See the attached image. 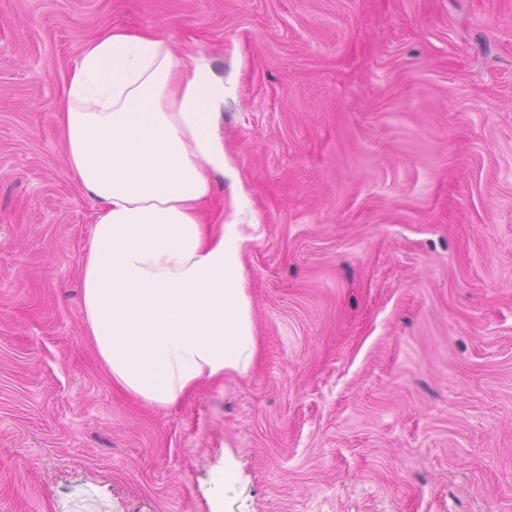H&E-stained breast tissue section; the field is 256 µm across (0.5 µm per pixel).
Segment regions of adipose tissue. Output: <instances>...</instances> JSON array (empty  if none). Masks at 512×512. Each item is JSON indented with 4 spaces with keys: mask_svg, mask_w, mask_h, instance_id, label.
<instances>
[{
    "mask_svg": "<svg viewBox=\"0 0 512 512\" xmlns=\"http://www.w3.org/2000/svg\"><path fill=\"white\" fill-rule=\"evenodd\" d=\"M224 81L153 31L89 40L57 118L75 182L97 205L81 274L84 320L115 384L167 408L247 374L257 341L245 238L211 208L225 169L213 111Z\"/></svg>",
    "mask_w": 512,
    "mask_h": 512,
    "instance_id": "obj_1",
    "label": "adipose tissue"
}]
</instances>
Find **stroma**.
Returning a JSON list of instances; mask_svg holds the SVG:
<instances>
[{
	"instance_id": "35a3bbf8",
	"label": "stroma",
	"mask_w": 512,
	"mask_h": 512,
	"mask_svg": "<svg viewBox=\"0 0 512 512\" xmlns=\"http://www.w3.org/2000/svg\"><path fill=\"white\" fill-rule=\"evenodd\" d=\"M115 27L223 76L212 205L247 237L256 363L167 408L84 321L57 112ZM218 499L512 512V0H0V512Z\"/></svg>"
}]
</instances>
